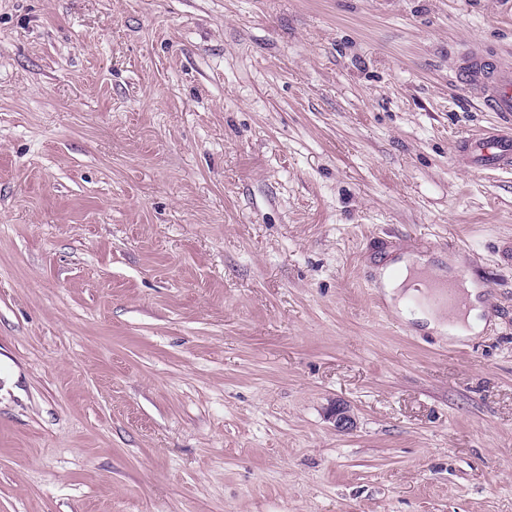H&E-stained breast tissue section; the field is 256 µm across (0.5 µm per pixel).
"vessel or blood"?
<instances>
[{
  "label": "vessel or blood",
  "mask_w": 512,
  "mask_h": 512,
  "mask_svg": "<svg viewBox=\"0 0 512 512\" xmlns=\"http://www.w3.org/2000/svg\"><path fill=\"white\" fill-rule=\"evenodd\" d=\"M456 79L481 100L487 111L512 115L511 65L471 48L460 57ZM455 157L461 165L477 172H512V127L467 131L456 143Z\"/></svg>",
  "instance_id": "vessel-or-blood-1"
}]
</instances>
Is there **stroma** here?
Listing matches in <instances>:
<instances>
[{"mask_svg": "<svg viewBox=\"0 0 512 512\" xmlns=\"http://www.w3.org/2000/svg\"><path fill=\"white\" fill-rule=\"evenodd\" d=\"M471 47L512 0H0V512H512ZM407 254L479 334L388 302ZM448 284L457 289L458 295L464 300V305L453 314L448 312L451 318H448V321H446L447 311L445 307L432 304V308L428 310L425 316L429 321L430 327L448 332V337L460 339L471 337L481 332L486 321L482 318L484 306L478 300L480 290L477 288V285L470 279L462 283H450L448 281ZM453 288L445 287L434 290L439 291L438 293L443 298L445 305H451L458 302Z\"/></svg>", "mask_w": 512, "mask_h": 512, "instance_id": "1", "label": "stroma"}]
</instances>
